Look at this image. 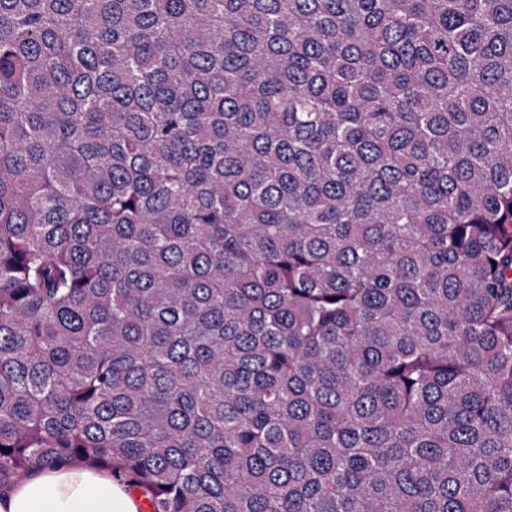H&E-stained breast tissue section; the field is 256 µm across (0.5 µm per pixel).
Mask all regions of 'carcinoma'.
I'll return each mask as SVG.
<instances>
[{
	"instance_id": "1",
	"label": "carcinoma",
	"mask_w": 512,
	"mask_h": 512,
	"mask_svg": "<svg viewBox=\"0 0 512 512\" xmlns=\"http://www.w3.org/2000/svg\"><path fill=\"white\" fill-rule=\"evenodd\" d=\"M512 512V0H0V489Z\"/></svg>"
}]
</instances>
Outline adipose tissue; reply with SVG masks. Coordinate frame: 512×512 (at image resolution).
Returning <instances> with one entry per match:
<instances>
[{"label": "adipose tissue", "mask_w": 512, "mask_h": 512, "mask_svg": "<svg viewBox=\"0 0 512 512\" xmlns=\"http://www.w3.org/2000/svg\"><path fill=\"white\" fill-rule=\"evenodd\" d=\"M0 512H140V502L111 475L70 465L1 490Z\"/></svg>", "instance_id": "obj_1"}]
</instances>
